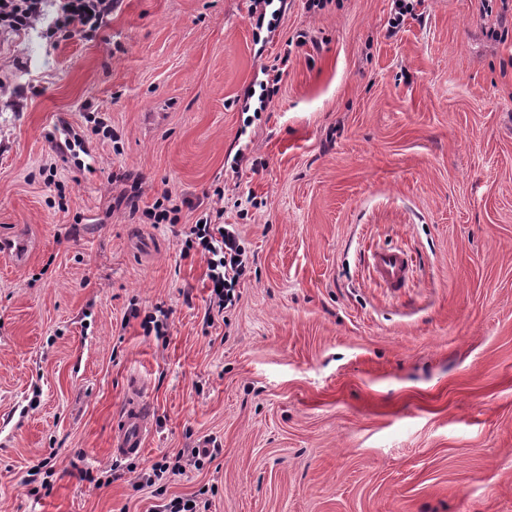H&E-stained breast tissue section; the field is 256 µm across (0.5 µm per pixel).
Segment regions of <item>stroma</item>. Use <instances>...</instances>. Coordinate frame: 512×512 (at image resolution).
<instances>
[{
  "mask_svg": "<svg viewBox=\"0 0 512 512\" xmlns=\"http://www.w3.org/2000/svg\"><path fill=\"white\" fill-rule=\"evenodd\" d=\"M412 3L394 29V0H283L270 31L249 0H118L50 44L48 0L0 33V235L30 244L0 255V512H512V0ZM136 182L176 224L130 216ZM219 203L254 257L222 313L180 236ZM133 374L154 430L118 461ZM204 437L165 494L139 477ZM180 210L181 206L178 202L172 198L171 194L165 192L162 200L157 198L152 208L143 210L142 215L149 220H153V224H176V216ZM370 271L386 288H400L410 278L412 259L401 250L376 249L371 253Z\"/></svg>",
  "mask_w": 512,
  "mask_h": 512,
  "instance_id": "1",
  "label": "stroma"
}]
</instances>
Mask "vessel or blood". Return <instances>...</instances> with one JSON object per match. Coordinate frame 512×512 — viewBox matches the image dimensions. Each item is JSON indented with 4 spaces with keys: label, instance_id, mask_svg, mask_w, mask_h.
Listing matches in <instances>:
<instances>
[{
    "label": "vessel or blood",
    "instance_id": "b4317fda",
    "mask_svg": "<svg viewBox=\"0 0 512 512\" xmlns=\"http://www.w3.org/2000/svg\"><path fill=\"white\" fill-rule=\"evenodd\" d=\"M370 271L373 278L388 288L406 283L412 271V259L404 251L377 249L371 254ZM145 397L144 383L139 376L127 381V398L117 417L112 440V454L118 458L141 455L152 423Z\"/></svg>",
    "mask_w": 512,
    "mask_h": 512
}]
</instances>
